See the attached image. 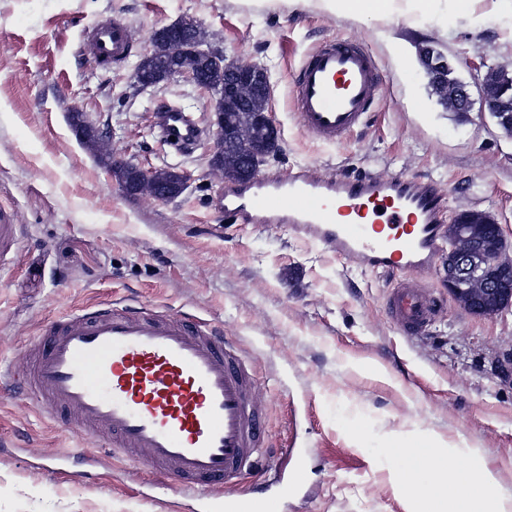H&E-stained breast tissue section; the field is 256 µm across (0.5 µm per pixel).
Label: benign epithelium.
<instances>
[{
	"mask_svg": "<svg viewBox=\"0 0 512 512\" xmlns=\"http://www.w3.org/2000/svg\"><path fill=\"white\" fill-rule=\"evenodd\" d=\"M152 48L137 64L132 79L145 88L177 77H186L213 94L212 123L216 138L209 159L211 170L227 176V167L237 169L241 179L254 177L268 157L279 150V131L267 113L272 86L268 71L256 63L229 60L221 51L202 48L200 29L180 20L155 29ZM482 105L495 124L512 137V100L502 95L496 72L488 70L477 82ZM453 106L471 109V88L457 82L449 90ZM254 113L260 134L245 139L226 119L229 108ZM79 139L90 141L103 157L126 195L149 194L158 201L179 197L188 187L185 174L173 170H143L129 160L107 151L108 132L81 112L70 113ZM448 254L442 270L448 293L471 315L492 316L512 308V257L499 224L448 225Z\"/></svg>",
	"mask_w": 512,
	"mask_h": 512,
	"instance_id": "7a95c632",
	"label": "benign epithelium"
}]
</instances>
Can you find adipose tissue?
Returning a JSON list of instances; mask_svg holds the SVG:
<instances>
[{
    "mask_svg": "<svg viewBox=\"0 0 512 512\" xmlns=\"http://www.w3.org/2000/svg\"><path fill=\"white\" fill-rule=\"evenodd\" d=\"M393 459L420 512H467L469 499L487 496L494 483L489 473H476L473 458L460 446L437 439L400 441Z\"/></svg>",
    "mask_w": 512,
    "mask_h": 512,
    "instance_id": "1",
    "label": "adipose tissue"
}]
</instances>
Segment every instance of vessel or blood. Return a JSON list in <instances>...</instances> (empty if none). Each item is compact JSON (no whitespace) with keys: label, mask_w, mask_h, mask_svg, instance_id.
Segmentation results:
<instances>
[{"label":"vessel or blood","mask_w":512,"mask_h":512,"mask_svg":"<svg viewBox=\"0 0 512 512\" xmlns=\"http://www.w3.org/2000/svg\"><path fill=\"white\" fill-rule=\"evenodd\" d=\"M95 63H124L133 53L117 19L89 31ZM384 77L367 47L336 37L302 59L294 81L295 119L308 134L337 143L363 126ZM167 145L186 153L204 131L187 112L155 116ZM216 208L235 224H284L356 266L397 278L386 309L409 336L439 310L425 285L447 239V196L431 181L394 175L324 176L311 166L265 172L225 185ZM15 387L76 435L100 440L201 502L205 512H276L265 492L234 498L212 490L281 457L251 392L253 375L234 340L200 319L157 308L103 303L55 317L24 351Z\"/></svg>","instance_id":"vessel-or-blood-1"}]
</instances>
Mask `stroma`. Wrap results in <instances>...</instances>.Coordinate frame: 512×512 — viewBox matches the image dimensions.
Masks as SVG:
<instances>
[{
	"instance_id": "35a3bbf8",
	"label": "stroma",
	"mask_w": 512,
	"mask_h": 512,
	"mask_svg": "<svg viewBox=\"0 0 512 512\" xmlns=\"http://www.w3.org/2000/svg\"><path fill=\"white\" fill-rule=\"evenodd\" d=\"M472 7L457 16L438 0L430 19L414 0H396L386 20L357 21L287 0H0V212L18 226L0 264V371L22 373L27 345L66 313L108 301L184 313L236 337L270 440L293 450L263 472L278 512H416L392 472L399 439L468 448L511 496L512 377L497 359L512 350V309L471 315L436 274L428 287L443 306L423 333L403 335L385 309L384 275L284 224H225L212 205L224 182L208 165L207 91L182 78L147 89L130 79L155 28L193 19L205 47L268 69L280 141L264 170L430 179L446 190L449 213L490 212L512 242V137L481 104L445 111L423 68L404 64L428 44L465 82L486 66L512 74V26L497 0ZM112 18L135 48L109 68L78 42ZM329 37L365 45L384 75L368 123L335 145L309 136L292 102L300 60ZM169 106L206 132L192 153L164 145L154 128ZM75 110L110 132L115 155L187 174L186 191L168 202L123 194L77 139ZM85 446L0 385V512H193L146 462L102 454L89 465ZM277 474L296 476L295 488L281 491Z\"/></svg>"
}]
</instances>
